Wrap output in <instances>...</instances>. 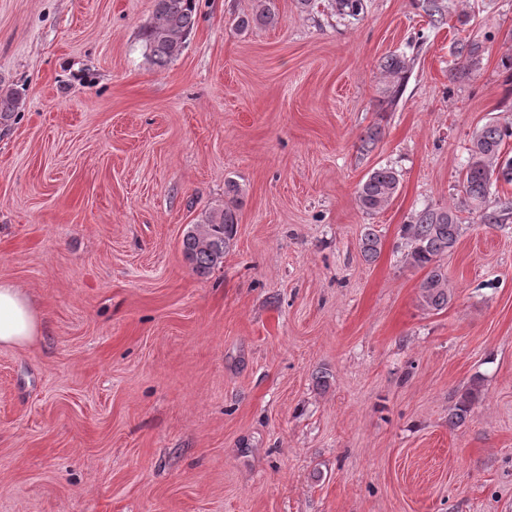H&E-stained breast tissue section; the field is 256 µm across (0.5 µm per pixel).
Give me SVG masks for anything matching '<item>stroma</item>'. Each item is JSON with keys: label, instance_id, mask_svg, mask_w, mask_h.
<instances>
[{"label": "stroma", "instance_id": "obj_1", "mask_svg": "<svg viewBox=\"0 0 512 512\" xmlns=\"http://www.w3.org/2000/svg\"><path fill=\"white\" fill-rule=\"evenodd\" d=\"M271 5L242 31L254 0H198L160 69L154 0H0L21 97L0 279L44 325L0 347V512H512V223H481L462 184L474 136L512 124V0H452L436 27L423 0ZM464 38L479 63L458 70ZM385 165L399 189L366 214ZM230 181L237 233L200 277L181 242ZM428 206L462 219L439 310L399 236ZM267 0H256L255 8L250 16L242 17L238 27L247 29L252 24L256 27H273L278 24V16L267 4ZM399 183V174L392 167L373 169L357 192L360 209L366 214L379 212L393 198Z\"/></svg>", "mask_w": 512, "mask_h": 512}]
</instances>
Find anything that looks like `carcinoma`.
<instances>
[{"label":"carcinoma","instance_id":"carcinoma-1","mask_svg":"<svg viewBox=\"0 0 512 512\" xmlns=\"http://www.w3.org/2000/svg\"><path fill=\"white\" fill-rule=\"evenodd\" d=\"M338 15L357 18L363 11V0H335ZM425 11L438 22H443L450 12L447 0H425ZM197 0H155L154 10L148 25L142 32L144 52L151 62L164 67L183 51L187 37L196 24ZM278 16L267 4V0H256L251 15L241 18L238 27L246 29L273 27ZM479 46L473 42L456 43L454 55L469 66L478 64ZM380 68L392 77L402 75L407 69L406 58L391 53L382 58ZM17 92L0 93V120H8L19 108ZM512 139V125L495 122L485 124L472 140L470 158L463 175L465 202L479 213L485 224H505L512 210L505 207L498 212H488L483 206L500 180L512 183V158L501 161L502 148ZM400 183L399 174L391 167L372 170L360 184L357 198L360 209L367 213L382 210L393 198ZM237 217L234 206L224 204L222 209H213L205 214L202 223L189 229L182 239V252L199 276L209 274L224 262V254L231 245ZM401 239L409 248L412 264L428 269L421 283V298L430 308L439 310L448 304V280L440 263L443 255L454 247L460 234V218L450 208L426 207L418 212L414 221L401 226ZM381 239L372 225L365 227L361 238V252L367 261L378 257ZM479 393L473 385L456 403L448 417L449 424L463 423L472 401Z\"/></svg>","mask_w":512,"mask_h":512}]
</instances>
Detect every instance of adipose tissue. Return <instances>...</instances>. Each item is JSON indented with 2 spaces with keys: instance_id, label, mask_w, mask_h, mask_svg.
<instances>
[{
  "instance_id": "adipose-tissue-1",
  "label": "adipose tissue",
  "mask_w": 512,
  "mask_h": 512,
  "mask_svg": "<svg viewBox=\"0 0 512 512\" xmlns=\"http://www.w3.org/2000/svg\"><path fill=\"white\" fill-rule=\"evenodd\" d=\"M42 332V322L29 293L0 281V346L24 348Z\"/></svg>"
}]
</instances>
